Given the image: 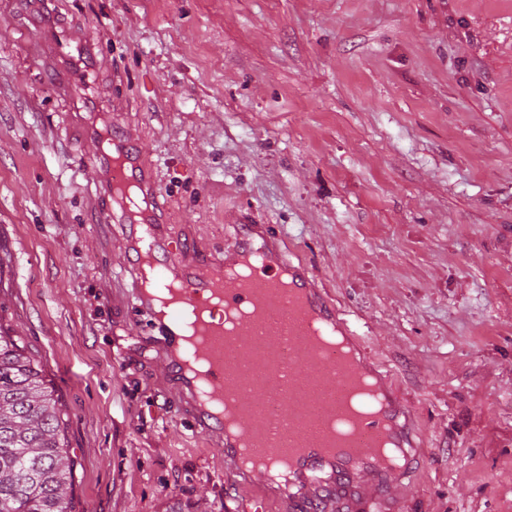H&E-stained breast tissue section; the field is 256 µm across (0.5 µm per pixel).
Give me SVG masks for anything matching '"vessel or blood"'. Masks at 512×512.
<instances>
[{
    "label": "vessel or blood",
    "mask_w": 512,
    "mask_h": 512,
    "mask_svg": "<svg viewBox=\"0 0 512 512\" xmlns=\"http://www.w3.org/2000/svg\"><path fill=\"white\" fill-rule=\"evenodd\" d=\"M114 154H121L122 163H114V154L98 153L96 161L104 172L103 188L112 192L115 185L134 181L140 186L143 195L156 199L157 192L153 183L142 169L141 149L132 137L119 132L113 134ZM107 221L126 222L125 252L126 274L131 280V289L127 293L129 302L141 315L147 316L151 326L159 333L158 348L166 359H173L180 350L182 341L178 330L184 310L206 305L214 289H222L225 305L247 306L252 301V289L271 288L272 279L278 273L287 274L297 288L304 291L310 310L328 327L334 328L351 342H358L359 336L343 314L318 287L306 265L293 261L279 244L266 224H237L233 227L234 243L224 251V264H231L241 256L261 251L268 258L262 271L246 289L225 283L221 273L204 267L185 255L182 242L168 233L159 223L156 214H149L143 223L129 222L123 209L107 213ZM151 252L161 276L178 280L181 285L179 303L171 310L166 319H159L155 313V303L143 290L141 284L139 260L142 252ZM217 350L210 363L208 379L198 383L192 377L173 368L172 374L185 402L183 415L193 429L203 430L215 439L224 449V466L234 482L239 486L260 483L268 486L285 497L290 505L302 502L321 503L330 507L333 504L343 506L345 512H398L399 502L385 493L387 476L402 477L414 460L413 444L406 431V421L410 415L407 405L398 399L391 389L389 374L379 366L371 371L380 383L382 396L386 403L384 421L366 422L359 433L354 446L344 448L333 446L321 449L320 445L309 439H301V452L294 464L288 469V477L275 480L266 473L244 466L241 461L236 440L224 433V419L201 402L203 394H223L224 382V330L221 324H212L209 330ZM282 361L278 380L297 387L309 380L328 374L334 375L336 388H345L349 375L342 372L329 354L301 346L294 340L293 331L280 332L273 341ZM388 431L391 445L398 455V465L392 473L375 471V451L381 431Z\"/></svg>",
    "instance_id": "b4317fda"
}]
</instances>
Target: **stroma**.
Masks as SVG:
<instances>
[{
	"instance_id": "stroma-1",
	"label": "stroma",
	"mask_w": 512,
	"mask_h": 512,
	"mask_svg": "<svg viewBox=\"0 0 512 512\" xmlns=\"http://www.w3.org/2000/svg\"><path fill=\"white\" fill-rule=\"evenodd\" d=\"M99 122L197 261L272 225L360 327L414 410L407 512H512V0H0V324L67 416L74 512H287L122 295Z\"/></svg>"
}]
</instances>
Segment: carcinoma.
I'll use <instances>...</instances> for the list:
<instances>
[{"mask_svg": "<svg viewBox=\"0 0 512 512\" xmlns=\"http://www.w3.org/2000/svg\"><path fill=\"white\" fill-rule=\"evenodd\" d=\"M73 482L55 393L0 327V512H71Z\"/></svg>", "mask_w": 512, "mask_h": 512, "instance_id": "1", "label": "carcinoma"}]
</instances>
